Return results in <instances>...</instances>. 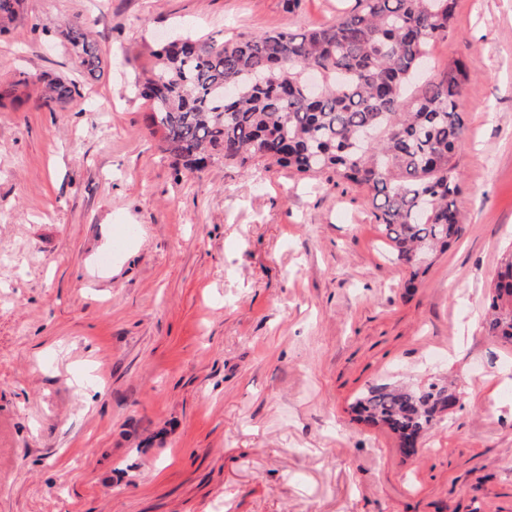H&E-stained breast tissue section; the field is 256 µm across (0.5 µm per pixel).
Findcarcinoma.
Wrapping results in <instances>:
<instances>
[{
	"instance_id": "carcinoma-1",
	"label": "carcinoma",
	"mask_w": 512,
	"mask_h": 512,
	"mask_svg": "<svg viewBox=\"0 0 512 512\" xmlns=\"http://www.w3.org/2000/svg\"><path fill=\"white\" fill-rule=\"evenodd\" d=\"M20 0H0V30ZM361 9L303 32L272 30L222 43H162L135 91L149 103L162 151L190 170L213 156L244 169L278 166L324 172L365 188L388 253L410 269L412 287L428 256L462 233L455 155L467 137L460 112L468 75L456 64L413 86L428 48L448 36L457 0H360ZM90 76L102 60L78 31L68 33ZM73 83H44L51 112L72 99ZM488 335L512 344V251L492 289ZM456 392L423 384L370 386L352 405L357 419L395 434L408 454L447 414Z\"/></svg>"
}]
</instances>
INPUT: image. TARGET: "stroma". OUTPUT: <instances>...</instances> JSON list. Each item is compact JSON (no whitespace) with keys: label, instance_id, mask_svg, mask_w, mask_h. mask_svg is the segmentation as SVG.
I'll use <instances>...</instances> for the list:
<instances>
[{"label":"stroma","instance_id":"obj_1","mask_svg":"<svg viewBox=\"0 0 512 512\" xmlns=\"http://www.w3.org/2000/svg\"><path fill=\"white\" fill-rule=\"evenodd\" d=\"M359 0H22L0 35V512H512V346L485 308L512 247V0H458L461 238L417 287L366 190L175 167L132 92L164 36L335 22ZM103 65L89 76L64 33ZM74 83L50 112L36 76ZM459 406L404 455L356 419L381 382ZM71 45L83 55V65L90 76H95L100 71L102 60L94 44L88 41L83 32L70 29L68 33Z\"/></svg>","mask_w":512,"mask_h":512}]
</instances>
